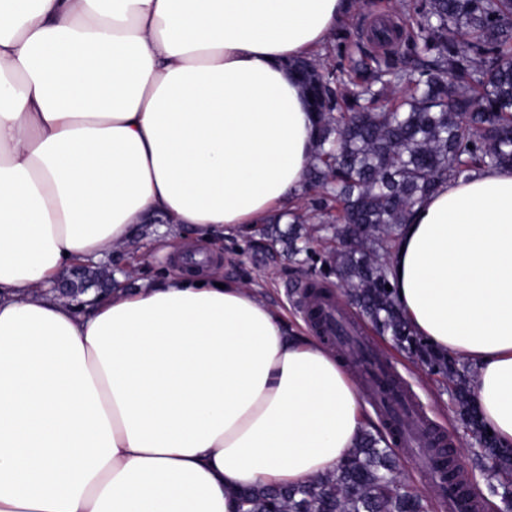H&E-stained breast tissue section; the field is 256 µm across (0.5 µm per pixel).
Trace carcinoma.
Masks as SVG:
<instances>
[{"mask_svg": "<svg viewBox=\"0 0 512 512\" xmlns=\"http://www.w3.org/2000/svg\"><path fill=\"white\" fill-rule=\"evenodd\" d=\"M405 30L372 29L379 53L347 28L334 33L349 67L320 58L291 69L319 115L304 195L311 213L288 212L255 230L259 246L315 275L304 283L317 305L303 308L325 336L322 304L333 289L376 333L415 355L448 383L460 419L493 461L489 484L512 486V447L481 421L470 369L435 350L406 321L390 283L389 259L413 206L451 177L512 167V0H401ZM310 220L318 224L307 227ZM239 512H428L396 474L391 441L365 431L334 472L303 484L239 492Z\"/></svg>", "mask_w": 512, "mask_h": 512, "instance_id": "obj_1", "label": "carcinoma"}]
</instances>
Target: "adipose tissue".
I'll return each instance as SVG.
<instances>
[{
    "mask_svg": "<svg viewBox=\"0 0 512 512\" xmlns=\"http://www.w3.org/2000/svg\"><path fill=\"white\" fill-rule=\"evenodd\" d=\"M354 0H0V512H236L334 471L377 431L344 362L207 244L304 193L317 116L290 60ZM175 273L62 298L146 225ZM405 318L470 365L512 447V168L413 207ZM92 274L95 271H92V267L90 264L79 265L75 267L68 276L61 279L54 287L56 291H58L61 295L66 297H71L76 299L80 294L86 292L90 288H83L79 286L78 276L81 274ZM72 277H75L73 280Z\"/></svg>",
    "mask_w": 512,
    "mask_h": 512,
    "instance_id": "obj_1",
    "label": "adipose tissue"
}]
</instances>
